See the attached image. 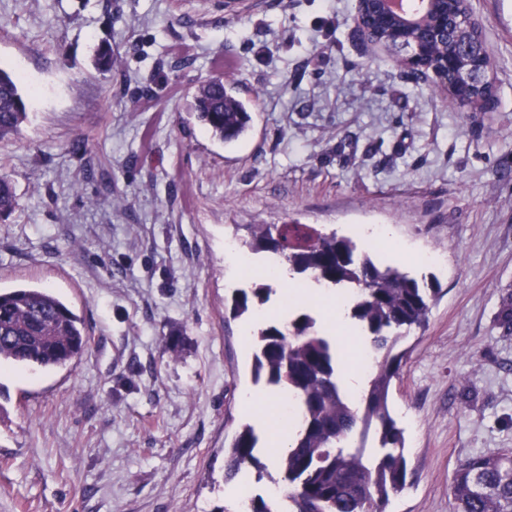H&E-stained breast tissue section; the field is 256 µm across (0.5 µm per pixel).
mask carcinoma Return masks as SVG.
<instances>
[{"instance_id":"carcinoma-1","label":"carcinoma","mask_w":512,"mask_h":512,"mask_svg":"<svg viewBox=\"0 0 512 512\" xmlns=\"http://www.w3.org/2000/svg\"><path fill=\"white\" fill-rule=\"evenodd\" d=\"M465 27L433 45L428 62L455 53ZM192 110L215 141L232 144L252 128L249 102L218 76L200 84ZM27 101L19 80L0 69V139L19 131ZM19 206L11 179L0 177V219ZM251 250L278 256L288 270L329 288L354 289L351 316L382 354L359 400L339 385L336 348L304 315L261 330L254 354L255 379L293 394L302 421L281 459L290 512H386L391 496L406 484L403 429L389 411V394L399 369L392 354L404 332L422 327L432 297L406 273L355 258L356 245L336 233L290 224H256ZM498 329L512 335V292L503 294L495 314ZM89 345L84 320L48 288L0 290V363L65 367ZM258 437L240 432L225 449V481L255 461ZM452 489L457 512H512V449L473 454L456 469Z\"/></svg>"}]
</instances>
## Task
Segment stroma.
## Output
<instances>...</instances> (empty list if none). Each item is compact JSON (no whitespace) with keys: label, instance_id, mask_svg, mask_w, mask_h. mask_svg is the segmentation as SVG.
<instances>
[{"label":"stroma","instance_id":"1","mask_svg":"<svg viewBox=\"0 0 512 512\" xmlns=\"http://www.w3.org/2000/svg\"><path fill=\"white\" fill-rule=\"evenodd\" d=\"M355 6L0 0V68L28 99L0 140L19 196L0 220V289L52 288L91 337L63 368L0 366V512H239L244 496L285 512L281 408L263 424L245 402L255 314L279 323L282 285L263 281L266 254L245 273L224 252L251 224L388 228L358 255L435 291L426 327L394 349L407 480L387 512H455L459 461L512 448V335L494 325L512 289V0H469L495 63L493 112L453 106L357 41ZM219 75L254 118L230 145L188 112ZM238 288L251 297L235 318ZM246 426L259 464L225 481Z\"/></svg>","mask_w":512,"mask_h":512}]
</instances>
